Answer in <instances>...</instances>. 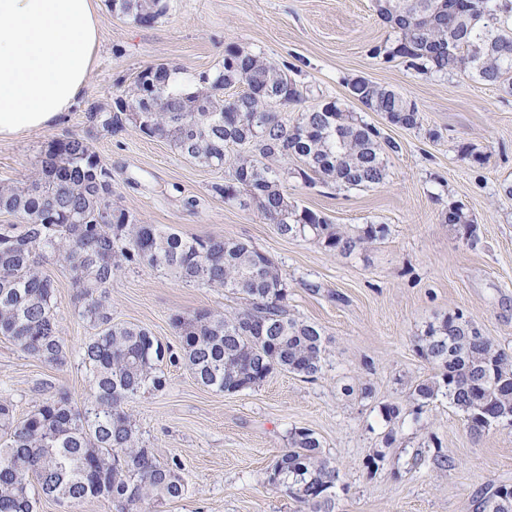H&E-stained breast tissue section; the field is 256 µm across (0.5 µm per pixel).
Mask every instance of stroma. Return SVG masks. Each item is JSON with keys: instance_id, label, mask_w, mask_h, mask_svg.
I'll list each match as a JSON object with an SVG mask.
<instances>
[{"instance_id": "obj_1", "label": "stroma", "mask_w": 512, "mask_h": 512, "mask_svg": "<svg viewBox=\"0 0 512 512\" xmlns=\"http://www.w3.org/2000/svg\"><path fill=\"white\" fill-rule=\"evenodd\" d=\"M100 44L78 105L54 126L0 140V185L34 176L52 141L84 134L94 112L145 68L168 64L190 75L222 65L227 48L263 53L301 86L305 101L280 107L286 124L303 111L338 102L380 133L384 184L347 189L288 178L290 202L355 234L382 226L352 254L310 237L280 235L257 210L227 203L215 187L230 178L185 159L169 143L132 125L91 141L112 173V201L141 224L171 225L189 237H221L254 246L278 266L289 314L324 335L323 368L313 378L284 371L258 387L224 393L197 382L185 363L165 368L162 390L127 406L160 462L179 457L189 485L181 499L145 505V512H298L273 485L272 466L292 431L311 430L340 470L336 512H473L472 504L501 485L512 487V427L470 433L463 415L440 397L420 406L415 385L441 371L421 353L430 323L463 313L495 348L512 355V95L462 73L425 75L381 47L395 38L374 0H168L148 27L98 5ZM365 78L414 102L419 127L390 123L367 111L348 84ZM480 153L474 162L472 153ZM462 206L472 236L446 220ZM54 283V305L67 360L47 365L0 336V399L17 418L42 402L90 394L81 360L94 328L68 267L40 266ZM112 319L148 328L180 350L174 316L231 313L239 295L182 283L146 266L125 267L109 290ZM395 405L397 418L384 409ZM393 442H386V435ZM446 456L453 467L437 468Z\"/></svg>"}]
</instances>
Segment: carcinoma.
<instances>
[{"label": "carcinoma", "instance_id": "carcinoma-1", "mask_svg": "<svg viewBox=\"0 0 512 512\" xmlns=\"http://www.w3.org/2000/svg\"><path fill=\"white\" fill-rule=\"evenodd\" d=\"M112 11L133 23L154 24L167 0H110ZM377 15L396 33L386 58H401L423 74L463 70L478 81L512 90V0H380ZM244 87L226 96L224 90ZM350 93L371 112L404 128L418 125L414 102L365 78ZM306 91L259 53L230 50L221 67L197 77L160 64L143 70L115 100V111L95 112L96 131L130 122L143 135L162 139L183 157L208 167L224 165V148H241L230 181L215 186L228 203L257 208L287 235L310 234L330 250L352 253L382 228L368 224L344 234L317 213L288 201L282 183L310 173L349 189L377 186L387 178L379 132L340 104L303 113L292 127L270 109L288 106ZM86 135L54 141L40 160L37 178L0 186V213L18 215L23 227L0 225V336L25 354L58 366L66 346L58 329L53 281L39 270L53 259L65 264L83 297L79 316L96 329L81 359L91 394L81 406L65 396L44 402L15 420L13 404L0 400V512H36L38 497L80 503L102 496L116 512H142L155 500L181 499L188 487L177 460L162 464L141 445L127 403L165 385L164 363L182 359L203 386L224 393L251 389L283 370L313 377L322 369L323 336L315 325L288 317L285 288L273 261L254 247L224 238L188 237L161 224H138L112 207V173ZM292 157L301 166L275 169L250 155ZM142 265L184 283L241 294L247 307L234 314L201 312L173 320L181 354L142 326L112 322L107 303L112 276L123 265ZM448 316L430 324L421 352L442 368V383L424 380L413 394L421 406L442 395L462 413L473 434L512 426V357L470 324ZM314 433H290L270 481L304 506L303 512H335L340 471L322 455ZM475 512H512V491L497 488Z\"/></svg>", "mask_w": 512, "mask_h": 512}]
</instances>
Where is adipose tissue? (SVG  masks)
Instances as JSON below:
<instances>
[{"mask_svg":"<svg viewBox=\"0 0 512 512\" xmlns=\"http://www.w3.org/2000/svg\"><path fill=\"white\" fill-rule=\"evenodd\" d=\"M99 43L95 0H0V139L58 122Z\"/></svg>","mask_w":512,"mask_h":512,"instance_id":"obj_1","label":"adipose tissue"}]
</instances>
